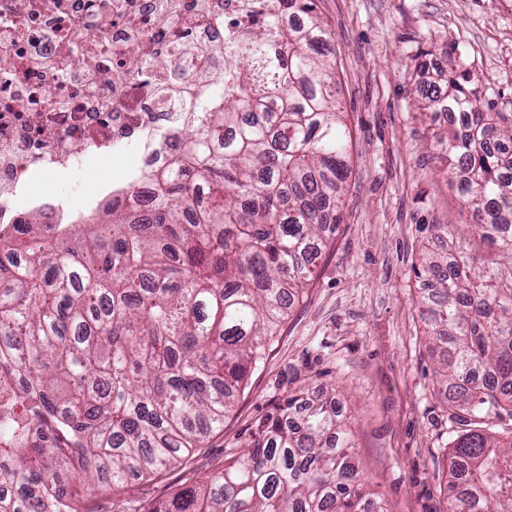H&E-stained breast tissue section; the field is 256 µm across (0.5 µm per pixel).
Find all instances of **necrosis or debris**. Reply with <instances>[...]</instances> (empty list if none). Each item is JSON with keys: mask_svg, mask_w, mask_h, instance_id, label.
I'll use <instances>...</instances> for the list:
<instances>
[{"mask_svg": "<svg viewBox=\"0 0 512 512\" xmlns=\"http://www.w3.org/2000/svg\"><path fill=\"white\" fill-rule=\"evenodd\" d=\"M271 0H0V232L14 234L33 216L55 240L72 210L46 195L16 205L34 169L82 173L87 159L135 149L142 170L170 158L154 145L177 112L162 95L172 67L187 83H213L207 66L224 35L250 34ZM168 59L135 72L131 52Z\"/></svg>", "mask_w": 512, "mask_h": 512, "instance_id": "necrosis-or-debris-1", "label": "necrosis or debris"}]
</instances>
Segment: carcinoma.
Listing matches in <instances>:
<instances>
[{
	"instance_id": "1",
	"label": "carcinoma",
	"mask_w": 512,
	"mask_h": 512,
	"mask_svg": "<svg viewBox=\"0 0 512 512\" xmlns=\"http://www.w3.org/2000/svg\"><path fill=\"white\" fill-rule=\"evenodd\" d=\"M224 38L221 80L184 91L181 137L147 210L77 224L0 257V512H85L84 497L188 462L224 425L267 340L341 222L349 139L333 37L316 0H280ZM447 109L438 143L476 223L435 224L421 301L451 402L448 512H512V113L486 112L465 71L418 87ZM204 186L194 217L184 212ZM145 512H389L367 485L332 392L299 390L250 443Z\"/></svg>"
}]
</instances>
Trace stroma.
<instances>
[{
    "instance_id": "35a3bbf8",
    "label": "stroma",
    "mask_w": 512,
    "mask_h": 512,
    "mask_svg": "<svg viewBox=\"0 0 512 512\" xmlns=\"http://www.w3.org/2000/svg\"><path fill=\"white\" fill-rule=\"evenodd\" d=\"M333 34L339 107L352 139L342 222L313 279L249 374L222 430L185 467L103 491L86 512L168 498L223 465L289 392L336 390L356 432L354 451L389 512H446L448 449L466 425L439 395L440 377L418 300L420 255L437 249L434 225L470 224L435 135L419 109L435 73L466 70L483 105L512 112V0H317ZM51 185L66 204L87 183L34 174L23 193Z\"/></svg>"
}]
</instances>
